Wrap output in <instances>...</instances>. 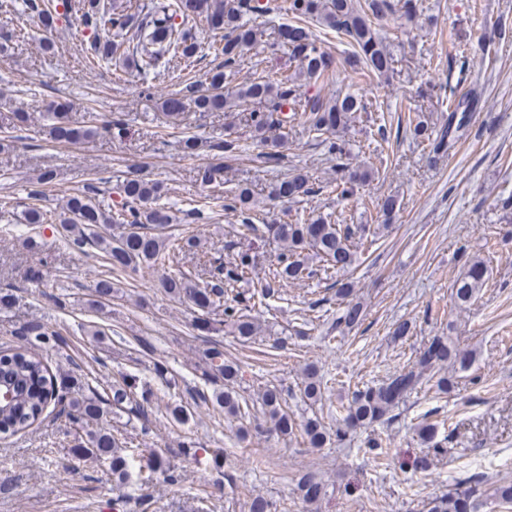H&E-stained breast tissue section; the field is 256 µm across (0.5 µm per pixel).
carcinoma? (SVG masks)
<instances>
[{"mask_svg": "<svg viewBox=\"0 0 512 512\" xmlns=\"http://www.w3.org/2000/svg\"><path fill=\"white\" fill-rule=\"evenodd\" d=\"M17 12L38 16L45 28H52L56 13L45 6L43 0H12ZM66 12L78 18L90 36L85 52L103 63H110L116 55L124 57L142 79V86L150 90V80L156 78L160 59L168 56L189 64L197 61L199 43L193 32V22L203 18L212 29L222 32L220 43L214 50L224 56V64L209 70L203 81H193L177 94L162 101L163 114L177 120L185 111L217 112L235 107V99H250L265 106L264 111H253L249 120L260 141H265V129L276 126L285 129L301 120L309 130L323 137L328 159L336 166H345L351 147L341 133L356 112H370L373 102L356 93L326 98L320 93L313 95L300 92L303 86H326L334 83L336 69L329 54L317 45L307 20L317 19L320 24L349 39L353 47L348 65L363 75L383 76L391 68L393 59L374 29V21L395 11L394 0H282L280 5L263 3L261 0H150L143 7L134 0H66ZM283 10L294 19L284 33L290 56L298 62V69L290 76H259L240 87L233 96L224 92L227 80L239 73L238 67L244 56L257 42L256 31L244 21L247 15H259L273 10ZM48 118L50 134L57 141L72 144L83 143L100 135L122 136L125 127L120 119L100 120L89 115L86 124L76 126L70 120L69 104L57 101L52 105ZM470 120L467 112L453 108L448 112V123L430 129L422 120H409L413 132L423 138L430 151L438 156L459 138V132ZM184 154L192 156L203 150L219 161L224 156L244 152L238 138L204 140L194 134L182 139ZM109 180L100 174L86 179L81 188L69 195L56 220L60 237L71 248L83 252L95 247L102 253L106 271L94 286V296L99 304L109 302L115 293L112 273L137 274L151 270L160 275L159 284L164 292L178 301H187L197 310L191 327L208 334L216 325L226 324L231 333L243 344L252 343L261 335V326L251 311L275 297L279 289L305 279L325 276L334 280L336 298L341 300V313L337 323L355 327L365 316L363 305L351 299L350 282L339 279L349 272L357 260V248L368 240L371 225L351 224L344 214L326 218L309 214L291 222L280 224L263 222L257 210L253 190L241 185L231 197L224 198L222 208L240 218L233 225L236 237L244 240L267 238L276 243V251L265 257L252 249H241L228 261L209 270L201 284L192 281L183 272L171 270L177 255L184 254L200 245L195 234L171 239L156 233L164 224L176 220L172 207L159 203L162 186L145 177L139 167L125 171L119 186L121 205L114 209L104 203ZM315 190L307 173L296 170L270 186L268 198L272 200H296L311 197ZM364 209L377 210L389 221L396 208L398 197H368L363 200ZM47 211L29 206L23 212L25 229L23 245L37 251L42 247L36 227L48 223ZM488 268L484 261L473 258L467 261L466 271L452 288L455 306L470 304L488 281ZM14 334L25 341L0 354V384L12 388L13 399L0 407V433L16 435L28 430L42 416L52 402L67 403L68 415L77 424H89L99 420L103 405L110 404L125 409L141 421V429L147 433L149 414L159 408L161 388L176 385L175 376L163 362L154 363L155 377L161 387H153L135 375H125L112 384L103 397L74 370L57 369L49 372L43 351L60 349L64 344L63 333L44 322H31L18 327ZM476 361L472 349L458 348L449 336H434L419 350L414 362L393 372L378 385L361 380L354 383L351 399L336 411V429L328 428L317 415L306 418L302 425L283 409L288 390L281 387L266 389L261 397L265 423H258L254 431L258 435L275 433L290 437L296 430L302 431L304 443L320 449L336 439L343 440L357 429H369L391 421L392 412L399 403L413 392L432 383L446 393L454 388V374L468 371ZM224 376V389L213 387L216 374ZM239 373L238 365L224 359L223 346L217 344L209 352V365L197 376L187 393L193 402L211 404L218 412L233 418L250 414L249 404H240L235 392L229 390ZM328 382L318 375L311 364L303 370L301 398L309 405L322 400ZM89 447L79 450L85 459L109 461L112 473L118 479L129 477L133 468L138 473L148 472L146 480L161 474L164 480L175 483L178 475L167 468L163 461L141 464V456L127 449L112 432L103 431L89 435ZM362 451L373 455L374 462L382 466L388 456L386 445L379 438L368 437ZM297 490L303 502L313 505L325 495V484L314 471L299 474ZM491 499L505 509H512V483L487 485L480 473H474L456 483L455 487L429 502L428 512H480L483 502Z\"/></svg>", "mask_w": 512, "mask_h": 512, "instance_id": "1", "label": "carcinoma"}]
</instances>
